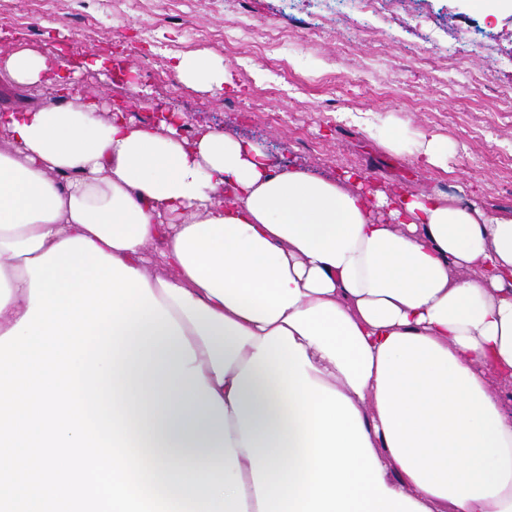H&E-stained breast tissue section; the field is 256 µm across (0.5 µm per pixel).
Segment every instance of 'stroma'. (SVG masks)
Instances as JSON below:
<instances>
[{"label": "stroma", "instance_id": "stroma-1", "mask_svg": "<svg viewBox=\"0 0 512 512\" xmlns=\"http://www.w3.org/2000/svg\"><path fill=\"white\" fill-rule=\"evenodd\" d=\"M489 8L488 0H405L384 19L339 13L335 0H0V34L76 68L89 53L134 44L154 61L153 76L139 79L149 98H177L187 126L259 142L287 167L357 171L511 215L512 112L502 94L512 91V10ZM240 14L252 18L257 46L279 38L297 91L279 93L269 55L224 48V29ZM485 43L491 55L481 53ZM181 56L222 59L236 91L186 88L173 69ZM455 71L465 73L463 87L444 91L441 78ZM82 81L128 94L110 71L83 70ZM371 123L447 140L448 170L381 147Z\"/></svg>", "mask_w": 512, "mask_h": 512}]
</instances>
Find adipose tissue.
Segmentation results:
<instances>
[{
  "instance_id": "adipose-tissue-1",
  "label": "adipose tissue",
  "mask_w": 512,
  "mask_h": 512,
  "mask_svg": "<svg viewBox=\"0 0 512 512\" xmlns=\"http://www.w3.org/2000/svg\"><path fill=\"white\" fill-rule=\"evenodd\" d=\"M223 88L222 60H177ZM17 45L0 81V335L28 260L90 240L169 316L125 398L168 489L247 512H512V215L284 167L171 110L134 123Z\"/></svg>"
}]
</instances>
